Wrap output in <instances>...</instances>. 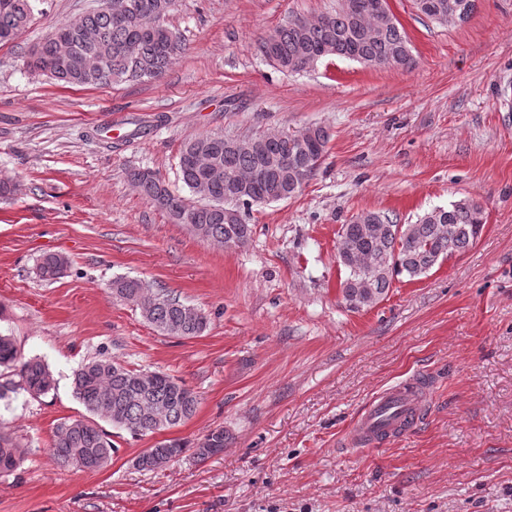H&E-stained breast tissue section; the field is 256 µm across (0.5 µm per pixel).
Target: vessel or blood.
Returning <instances> with one entry per match:
<instances>
[{
  "label": "vessel or blood",
  "mask_w": 512,
  "mask_h": 512,
  "mask_svg": "<svg viewBox=\"0 0 512 512\" xmlns=\"http://www.w3.org/2000/svg\"><path fill=\"white\" fill-rule=\"evenodd\" d=\"M423 390L421 378L413 376L377 393L350 427L349 439L371 446L398 437L405 417L419 416Z\"/></svg>",
  "instance_id": "obj_1"
}]
</instances>
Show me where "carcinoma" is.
<instances>
[{"instance_id":"obj_1","label":"carcinoma","mask_w":512,"mask_h":512,"mask_svg":"<svg viewBox=\"0 0 512 512\" xmlns=\"http://www.w3.org/2000/svg\"><path fill=\"white\" fill-rule=\"evenodd\" d=\"M39 0H0V45L14 42L31 24ZM129 6L125 24L113 20L112 11L97 8L63 26L60 36H45L29 50L27 66L71 86L101 87L132 80L156 81L187 47L182 35L166 24L170 0H151L152 11H143V0H117ZM346 9L335 8L315 20L290 19L256 44L257 53L286 73L307 71L317 62L341 58L373 68H410L414 57L409 37L389 8L388 0H349ZM469 9V0H415L416 8L441 22L448 3ZM101 56L103 70L91 71L85 60ZM331 139L322 125L295 133L270 136L203 134L185 142L179 153V177L189 196L174 194L149 169L135 168L127 179L152 205L166 210L177 224L201 227V240L226 249L247 242L253 225L247 215L255 206L295 196L315 174ZM485 224L484 209L470 199L435 208L412 224H399L381 211H363L338 233L337 261L343 276L340 290L349 309L360 311L376 305L398 276L416 278L438 262L468 249ZM69 259L46 254L37 265L39 277H62ZM112 294L134 298L143 318L173 337L192 338L207 326L205 314L179 298L153 289L136 278L112 281ZM0 368L16 372L18 380L0 382V401L23 391L31 396L48 394L54 380L39 360H23L13 340L0 336ZM74 394L92 418L58 424L52 452L67 467L80 459L88 469L105 467L112 458V441L97 424L104 420L133 436L152 435L190 419L198 395L182 381L160 371L129 369L110 358L82 364L73 374ZM224 428L210 430L191 446L181 439H167L145 449L137 465L160 469L172 458L193 451L206 460L224 452ZM22 452L12 438L0 433V469H18Z\"/></svg>"}]
</instances>
